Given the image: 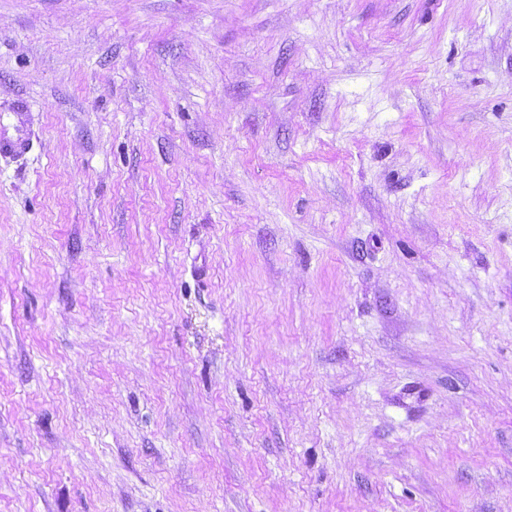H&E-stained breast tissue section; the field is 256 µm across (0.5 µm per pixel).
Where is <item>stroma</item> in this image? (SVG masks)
<instances>
[{"instance_id":"1","label":"stroma","mask_w":512,"mask_h":512,"mask_svg":"<svg viewBox=\"0 0 512 512\" xmlns=\"http://www.w3.org/2000/svg\"><path fill=\"white\" fill-rule=\"evenodd\" d=\"M0 512H512V0H0Z\"/></svg>"}]
</instances>
